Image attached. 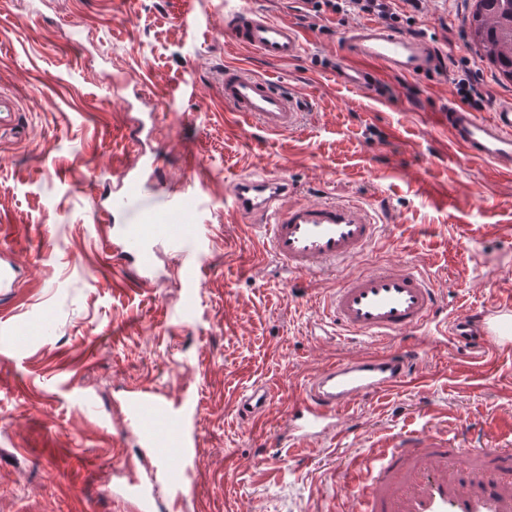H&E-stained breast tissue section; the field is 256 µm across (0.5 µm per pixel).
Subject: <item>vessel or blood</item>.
<instances>
[{
    "mask_svg": "<svg viewBox=\"0 0 512 512\" xmlns=\"http://www.w3.org/2000/svg\"><path fill=\"white\" fill-rule=\"evenodd\" d=\"M224 31L232 42L270 61L299 57V30L257 8L228 7ZM338 78L351 86H372L377 69L395 76L425 78L446 63L444 52L428 37L401 34L370 21L345 29L339 43ZM224 106L231 119L255 121L272 134L299 130L303 105L269 79L238 65L224 68ZM451 140L470 159L512 173V99H499L489 118L462 105L446 114ZM114 201L123 211L134 197H155L137 223L119 228L123 256L140 270L152 263L155 243H166L182 256L186 272L196 262L187 247L198 237L196 217L203 208L195 195H170L160 181L141 182L123 175ZM235 206L251 223L261 225L269 253L290 272L304 275L335 271L359 256L380 226L362 205L332 200L302 201L288 197V180L244 177L234 192ZM333 324L352 339L394 343V350L342 359L314 375L293 405L286 435L298 445L333 430L358 400L415 383L425 355L418 334L452 336L456 343L484 351L491 338L482 321L448 312L430 278L409 262L385 264L346 277L326 302ZM273 401L272 391L252 386L240 410L260 418ZM191 404L168 405L153 395L132 399L129 422L141 445L161 465L172 497L187 488L197 440L189 430ZM363 460H352L339 473L341 484L356 488L354 512H512V448H468L441 445L435 438H409L388 452L376 473L366 474Z\"/></svg>",
    "mask_w": 512,
    "mask_h": 512,
    "instance_id": "1",
    "label": "vessel or blood"
}]
</instances>
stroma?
Segmentation results:
<instances>
[{
  "mask_svg": "<svg viewBox=\"0 0 512 512\" xmlns=\"http://www.w3.org/2000/svg\"><path fill=\"white\" fill-rule=\"evenodd\" d=\"M228 3L298 25L299 57L273 63L231 43ZM473 8L425 0L397 30L441 43L445 70L364 90L336 75L353 15L333 16L325 34L288 0H0V91L20 99L0 131V258L17 281L0 295V512H142L130 482L162 478L126 419L138 391L198 410L191 486L177 503L158 488L151 512H349L336 475L351 458L417 435L452 448L512 443V346L472 360L425 335L419 385L358 401L303 447L283 435L311 377L376 349L320 331L322 303L347 274L410 261L449 309L512 303V175L465 158L443 118L470 73L480 115L512 97L469 42ZM228 64L301 99L300 130L227 120ZM143 82L150 109L133 94ZM139 152L169 193L204 203L193 297L165 245L147 282L104 246L112 194ZM251 174L286 176L294 200H360L380 235L334 274H291L235 207L234 184ZM255 383L274 391L258 421L238 409Z\"/></svg>",
  "mask_w": 512,
  "mask_h": 512,
  "instance_id": "35a3bbf8",
  "label": "stroma"
}]
</instances>
